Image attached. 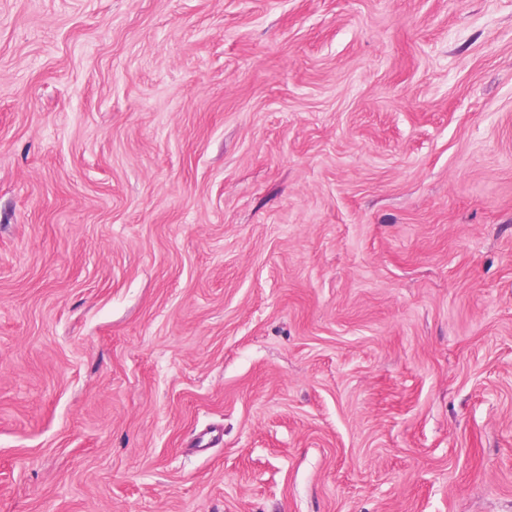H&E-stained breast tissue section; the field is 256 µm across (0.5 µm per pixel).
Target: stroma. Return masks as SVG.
Listing matches in <instances>:
<instances>
[{
  "label": "stroma",
  "mask_w": 512,
  "mask_h": 512,
  "mask_svg": "<svg viewBox=\"0 0 512 512\" xmlns=\"http://www.w3.org/2000/svg\"><path fill=\"white\" fill-rule=\"evenodd\" d=\"M0 512H512V0H0Z\"/></svg>",
  "instance_id": "obj_1"
}]
</instances>
